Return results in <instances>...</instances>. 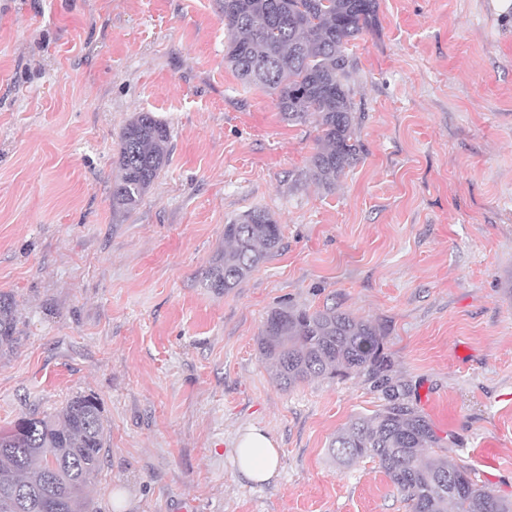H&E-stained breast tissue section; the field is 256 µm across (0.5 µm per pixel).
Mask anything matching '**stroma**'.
<instances>
[{"mask_svg":"<svg viewBox=\"0 0 512 512\" xmlns=\"http://www.w3.org/2000/svg\"><path fill=\"white\" fill-rule=\"evenodd\" d=\"M223 0H0V432L95 395L99 512H409L370 459L328 445L382 403L364 376L282 388L256 338L288 303L381 325L472 478L512 500V0H379L354 41L359 161L325 191L313 124L224 63ZM170 130L168 162L113 212L120 134ZM262 208L282 244L209 287L224 226ZM278 443L267 482L235 438ZM497 450L494 465L481 450ZM15 302L11 297L0 295V347L12 345L15 341ZM235 448L238 469L246 479L263 483L276 474L279 451L275 439L265 428L249 427L238 436Z\"/></svg>","mask_w":512,"mask_h":512,"instance_id":"obj_1","label":"stroma"}]
</instances>
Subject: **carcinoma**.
Masks as SVG:
<instances>
[{
	"instance_id": "obj_1",
	"label": "carcinoma",
	"mask_w": 512,
	"mask_h": 512,
	"mask_svg": "<svg viewBox=\"0 0 512 512\" xmlns=\"http://www.w3.org/2000/svg\"><path fill=\"white\" fill-rule=\"evenodd\" d=\"M378 11L379 0H224V61L245 83L274 94L288 122L315 124L308 174L328 191L360 157L348 45L378 24ZM169 140V128L151 112L126 124L112 209L137 206L168 161ZM281 241V224L264 209L224 225L227 248L207 271L210 287H237ZM15 331V302L0 295V346L13 344ZM384 339L382 327L334 305L283 304L268 312L257 345L281 385L362 374L381 392L382 408L339 429L329 452L343 466L377 461L411 512H512V501L474 481L447 453L424 456L443 438L390 375ZM104 445L92 394L71 396L52 416L19 419L0 433V512H44L47 500L52 512H95L85 490L99 474Z\"/></svg>"
}]
</instances>
